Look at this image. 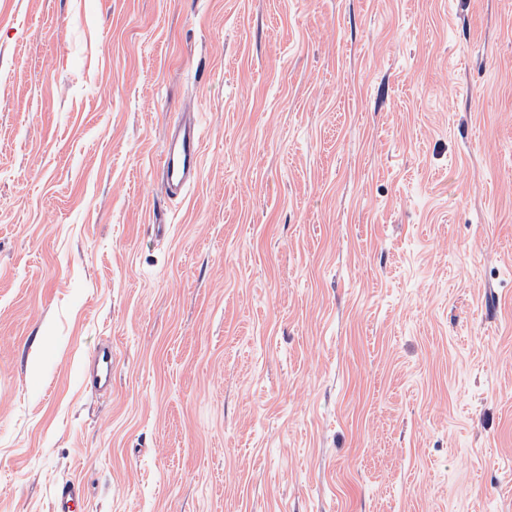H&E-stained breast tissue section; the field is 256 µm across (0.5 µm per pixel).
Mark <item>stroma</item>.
Here are the masks:
<instances>
[{"label": "stroma", "mask_w": 512, "mask_h": 512, "mask_svg": "<svg viewBox=\"0 0 512 512\" xmlns=\"http://www.w3.org/2000/svg\"><path fill=\"white\" fill-rule=\"evenodd\" d=\"M66 480L512 512V0H0V512ZM183 127L169 143L162 155L160 168L165 173V186L169 195L180 193L193 181L200 167V142L195 126L190 122L178 124ZM90 371L95 380L104 386L112 384V346L103 345L95 352ZM105 387V388H106Z\"/></svg>", "instance_id": "obj_1"}]
</instances>
